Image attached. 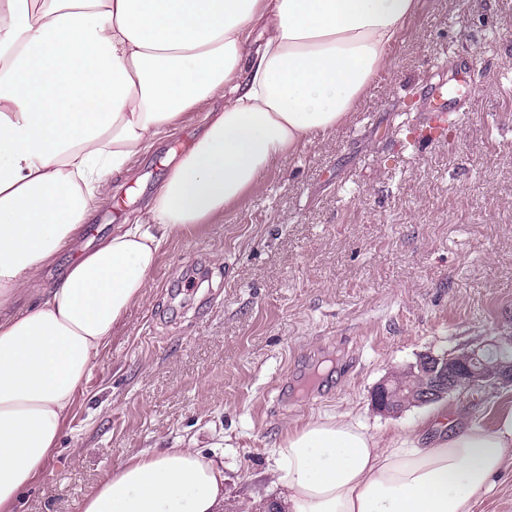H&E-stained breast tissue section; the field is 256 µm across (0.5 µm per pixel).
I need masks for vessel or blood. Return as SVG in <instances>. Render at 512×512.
I'll return each mask as SVG.
<instances>
[{"instance_id": "1", "label": "vessel or blood", "mask_w": 512, "mask_h": 512, "mask_svg": "<svg viewBox=\"0 0 512 512\" xmlns=\"http://www.w3.org/2000/svg\"><path fill=\"white\" fill-rule=\"evenodd\" d=\"M477 89L467 75H460L456 86L438 85L430 93L429 104L412 132L411 141L440 142L461 113L469 111Z\"/></svg>"}]
</instances>
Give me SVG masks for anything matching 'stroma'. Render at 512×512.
<instances>
[{
	"label": "stroma",
	"instance_id": "35a3bbf8",
	"mask_svg": "<svg viewBox=\"0 0 512 512\" xmlns=\"http://www.w3.org/2000/svg\"><path fill=\"white\" fill-rule=\"evenodd\" d=\"M474 61L478 94L440 144L410 143L425 86ZM200 123L113 179L111 205L40 275L59 278L135 223ZM512 332V0H420L390 65L336 131L286 155L258 189L164 244L112 330L18 512H79L126 457L188 447L224 464L231 501L279 499L270 451L289 427L352 410L380 436L375 388L419 355ZM512 387L444 400L490 419Z\"/></svg>",
	"mask_w": 512,
	"mask_h": 512
}]
</instances>
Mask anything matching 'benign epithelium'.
I'll return each mask as SVG.
<instances>
[{
	"label": "benign epithelium",
	"instance_id": "1",
	"mask_svg": "<svg viewBox=\"0 0 512 512\" xmlns=\"http://www.w3.org/2000/svg\"><path fill=\"white\" fill-rule=\"evenodd\" d=\"M418 369L424 383L413 406L436 404L449 396L472 389L483 381L492 388L512 387V336H498L453 352H427L410 369ZM398 376L380 383L374 393L378 410L394 414L403 410L395 404L391 387Z\"/></svg>",
	"mask_w": 512,
	"mask_h": 512
}]
</instances>
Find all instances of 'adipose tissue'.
<instances>
[{
  "label": "adipose tissue",
  "instance_id": "obj_1",
  "mask_svg": "<svg viewBox=\"0 0 512 512\" xmlns=\"http://www.w3.org/2000/svg\"><path fill=\"white\" fill-rule=\"evenodd\" d=\"M418 0H0V512L56 448L113 326L167 240L257 189L345 119L387 68ZM223 97L224 108L210 103ZM203 135L143 217L56 282L44 263L160 136ZM381 438L353 411L311 416L271 452L278 512H472L512 466V406L439 410ZM224 468L191 448L132 455L81 512H229Z\"/></svg>",
  "mask_w": 512,
  "mask_h": 512
}]
</instances>
